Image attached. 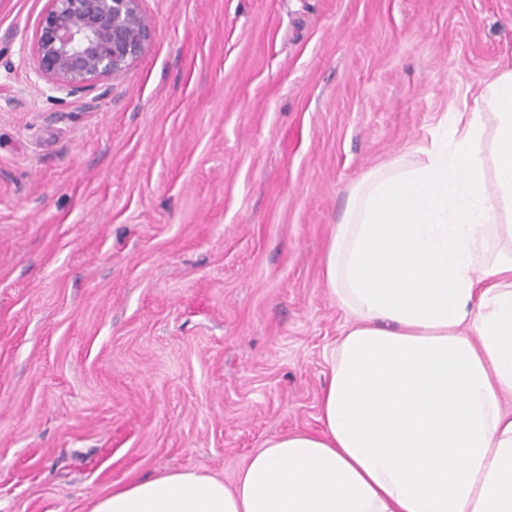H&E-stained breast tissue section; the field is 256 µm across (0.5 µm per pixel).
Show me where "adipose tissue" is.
<instances>
[{
  "label": "adipose tissue",
  "mask_w": 512,
  "mask_h": 512,
  "mask_svg": "<svg viewBox=\"0 0 512 512\" xmlns=\"http://www.w3.org/2000/svg\"><path fill=\"white\" fill-rule=\"evenodd\" d=\"M482 100L442 114L422 161L366 174L333 227L348 325L323 430L266 441L234 488L166 472L88 512H512V69Z\"/></svg>",
  "instance_id": "ef3b65f1"
}]
</instances>
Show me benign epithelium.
I'll list each match as a JSON object with an SVG mask.
<instances>
[{
	"label": "benign epithelium",
	"instance_id": "benign-epithelium-1",
	"mask_svg": "<svg viewBox=\"0 0 512 512\" xmlns=\"http://www.w3.org/2000/svg\"><path fill=\"white\" fill-rule=\"evenodd\" d=\"M152 35L141 0H48L32 51L46 79L79 91L123 74Z\"/></svg>",
	"mask_w": 512,
	"mask_h": 512
}]
</instances>
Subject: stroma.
Wrapping results in <instances>:
<instances>
[{
  "mask_svg": "<svg viewBox=\"0 0 512 512\" xmlns=\"http://www.w3.org/2000/svg\"><path fill=\"white\" fill-rule=\"evenodd\" d=\"M46 6L0 0V512L233 484L320 430L332 227L512 67V0H142L150 46L80 93L34 66Z\"/></svg>",
  "mask_w": 512,
  "mask_h": 512,
  "instance_id": "stroma-1",
  "label": "stroma"
}]
</instances>
